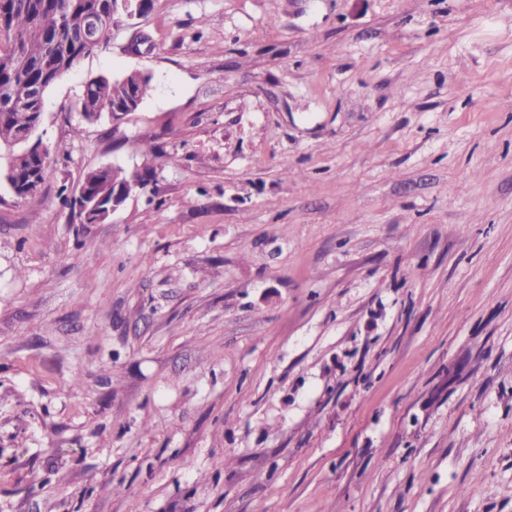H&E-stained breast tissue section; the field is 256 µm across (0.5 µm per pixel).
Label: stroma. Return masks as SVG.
Here are the masks:
<instances>
[{
  "label": "stroma",
  "mask_w": 512,
  "mask_h": 512,
  "mask_svg": "<svg viewBox=\"0 0 512 512\" xmlns=\"http://www.w3.org/2000/svg\"><path fill=\"white\" fill-rule=\"evenodd\" d=\"M40 134L37 201L0 183V512H512V0H151ZM146 142L179 164L81 223L60 190ZM151 76L138 71H129L120 78L99 75L90 79L84 86L80 98V112L88 121L109 118L113 124L122 119L113 120L112 113L134 112L153 90ZM132 104V108L128 106ZM134 110V111H133Z\"/></svg>",
  "instance_id": "1"
}]
</instances>
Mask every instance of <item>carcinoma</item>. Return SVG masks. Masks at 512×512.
Wrapping results in <instances>:
<instances>
[{
	"label": "carcinoma",
	"mask_w": 512,
	"mask_h": 512,
	"mask_svg": "<svg viewBox=\"0 0 512 512\" xmlns=\"http://www.w3.org/2000/svg\"><path fill=\"white\" fill-rule=\"evenodd\" d=\"M100 0H0V34L7 48L0 51V177L12 183L48 169L50 154L41 158L30 150V138L42 124L48 91L82 58L95 50L88 44L80 20L97 10ZM153 90L151 76L129 71L120 78L99 75L84 86L80 112L88 121L112 118L114 112H131ZM146 159L139 175L146 187L151 163L178 162L159 147L143 148ZM130 180L119 166L87 172L81 183L84 200L112 194V184Z\"/></svg>",
	"instance_id": "1"
}]
</instances>
